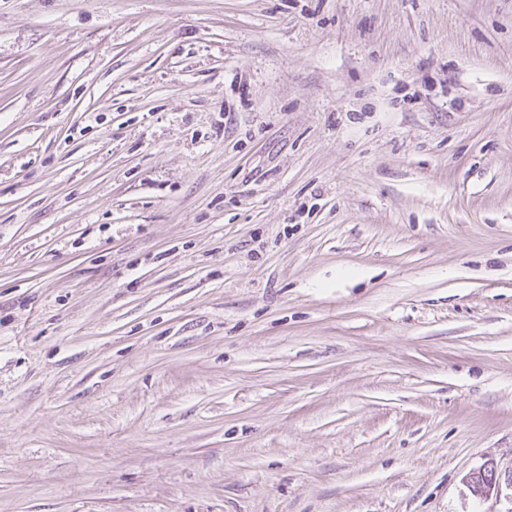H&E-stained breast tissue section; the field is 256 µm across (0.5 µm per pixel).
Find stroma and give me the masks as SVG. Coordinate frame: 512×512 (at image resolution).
I'll list each match as a JSON object with an SVG mask.
<instances>
[{"mask_svg":"<svg viewBox=\"0 0 512 512\" xmlns=\"http://www.w3.org/2000/svg\"><path fill=\"white\" fill-rule=\"evenodd\" d=\"M0 512H512V0H0ZM469 483L477 494L488 495L499 490L497 470L492 464H486L469 477Z\"/></svg>","mask_w":512,"mask_h":512,"instance_id":"obj_1","label":"stroma"}]
</instances>
